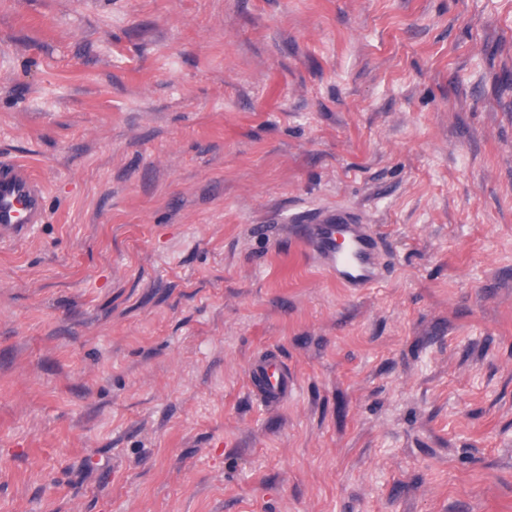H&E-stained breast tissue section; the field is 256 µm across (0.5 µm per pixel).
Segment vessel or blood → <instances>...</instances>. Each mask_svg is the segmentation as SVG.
<instances>
[{
	"label": "vessel or blood",
	"instance_id": "b4317fda",
	"mask_svg": "<svg viewBox=\"0 0 512 512\" xmlns=\"http://www.w3.org/2000/svg\"><path fill=\"white\" fill-rule=\"evenodd\" d=\"M45 215V193L37 179L22 165H0V237L22 238L43 223ZM299 230L318 266L340 287L362 290L385 279L387 270L372 225L336 209ZM250 378L261 400L272 404L286 399L292 389L287 366L275 356L260 359Z\"/></svg>",
	"mask_w": 512,
	"mask_h": 512
}]
</instances>
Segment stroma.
Returning <instances> with one entry per match:
<instances>
[{
	"instance_id": "1",
	"label": "stroma",
	"mask_w": 512,
	"mask_h": 512,
	"mask_svg": "<svg viewBox=\"0 0 512 512\" xmlns=\"http://www.w3.org/2000/svg\"><path fill=\"white\" fill-rule=\"evenodd\" d=\"M0 162V512H512V0H0ZM46 198L37 179L20 164L0 165V237L21 239L43 224ZM316 263L348 291L372 288L387 275L371 224H358L346 211L332 210L309 224H297ZM253 390L261 400L268 403H280L292 390V380L288 367L277 357L267 356L260 359L250 374Z\"/></svg>"
}]
</instances>
